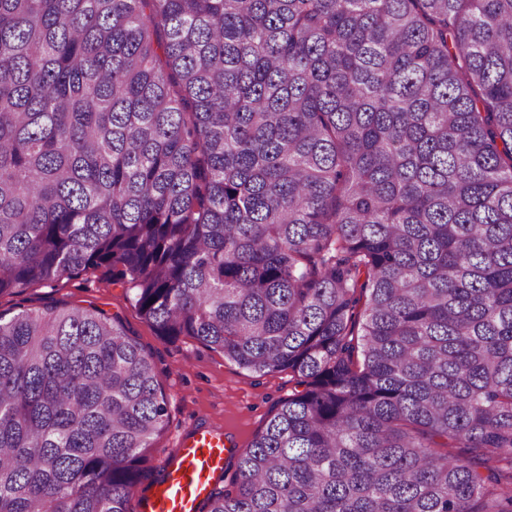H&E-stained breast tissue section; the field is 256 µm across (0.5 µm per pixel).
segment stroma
I'll return each instance as SVG.
<instances>
[{
    "instance_id": "stroma-1",
    "label": "stroma",
    "mask_w": 512,
    "mask_h": 512,
    "mask_svg": "<svg viewBox=\"0 0 512 512\" xmlns=\"http://www.w3.org/2000/svg\"><path fill=\"white\" fill-rule=\"evenodd\" d=\"M50 306L96 309L118 318L127 334L150 354L168 396L167 426L148 462V479L128 503L129 512H142L152 490V478L161 472L179 438L196 429L220 428L228 448L224 467L235 471L240 449L246 448L262 429L271 406L297 388L288 372L261 376L240 368L193 338L163 339L140 315L125 290L108 284L98 271L64 277L50 286L35 284L19 294L0 295V313L8 317L23 308L41 310Z\"/></svg>"
}]
</instances>
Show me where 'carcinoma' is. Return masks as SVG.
<instances>
[{"mask_svg": "<svg viewBox=\"0 0 512 512\" xmlns=\"http://www.w3.org/2000/svg\"><path fill=\"white\" fill-rule=\"evenodd\" d=\"M89 271L302 387L200 512H512V0H0V295ZM166 422L0 316V512H128Z\"/></svg>", "mask_w": 512, "mask_h": 512, "instance_id": "1", "label": "carcinoma"}]
</instances>
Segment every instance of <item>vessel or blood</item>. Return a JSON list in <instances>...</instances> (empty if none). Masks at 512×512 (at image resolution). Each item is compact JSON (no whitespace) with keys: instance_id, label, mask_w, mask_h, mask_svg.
<instances>
[{"instance_id":"vessel-or-blood-1","label":"vessel or blood","mask_w":512,"mask_h":512,"mask_svg":"<svg viewBox=\"0 0 512 512\" xmlns=\"http://www.w3.org/2000/svg\"><path fill=\"white\" fill-rule=\"evenodd\" d=\"M224 436L200 428L181 440L164 464L165 478L156 483L144 512H199L224 469Z\"/></svg>"}]
</instances>
